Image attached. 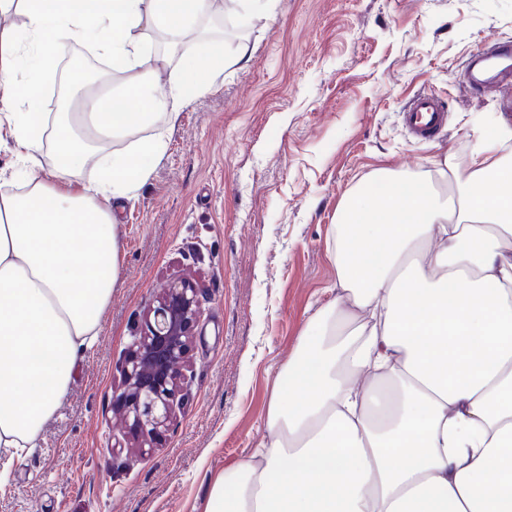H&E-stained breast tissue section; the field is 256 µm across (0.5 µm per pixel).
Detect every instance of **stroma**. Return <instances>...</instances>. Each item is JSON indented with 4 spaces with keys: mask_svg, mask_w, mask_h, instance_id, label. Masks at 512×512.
<instances>
[{
    "mask_svg": "<svg viewBox=\"0 0 512 512\" xmlns=\"http://www.w3.org/2000/svg\"><path fill=\"white\" fill-rule=\"evenodd\" d=\"M224 42L247 57L193 96L163 158L116 210L121 275L96 342L34 447L0 484V512H203L214 476L255 455L272 393L305 326L341 292L342 201L382 170L466 169L476 137L506 129L498 94L462 80L469 56L512 41V0H217ZM429 92L448 104L433 141L402 114ZM186 279L201 316L188 394L148 453L116 408L118 366L162 288Z\"/></svg>",
    "mask_w": 512,
    "mask_h": 512,
    "instance_id": "obj_1",
    "label": "stroma"
}]
</instances>
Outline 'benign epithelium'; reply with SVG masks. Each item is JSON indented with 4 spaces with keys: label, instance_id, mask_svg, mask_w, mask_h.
I'll list each match as a JSON object with an SVG mask.
<instances>
[{
    "label": "benign epithelium",
    "instance_id": "7a95c632",
    "mask_svg": "<svg viewBox=\"0 0 512 512\" xmlns=\"http://www.w3.org/2000/svg\"><path fill=\"white\" fill-rule=\"evenodd\" d=\"M200 314L197 289L182 282L170 285L146 310L144 328L119 367V407L129 428L141 437V451L182 402L183 368Z\"/></svg>",
    "mask_w": 512,
    "mask_h": 512
}]
</instances>
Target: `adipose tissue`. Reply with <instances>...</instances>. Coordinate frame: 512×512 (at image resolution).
<instances>
[{"label":"adipose tissue","mask_w":512,"mask_h":512,"mask_svg":"<svg viewBox=\"0 0 512 512\" xmlns=\"http://www.w3.org/2000/svg\"><path fill=\"white\" fill-rule=\"evenodd\" d=\"M213 0H0V455L33 444L99 335L119 276L116 203L133 198L164 134L235 57L201 20ZM201 46L160 85L142 34ZM84 43L124 73L119 89L43 112L64 49ZM94 162L93 181L78 172ZM382 197L348 196L336 272L348 309L306 326L274 393L256 460L231 462L204 512H512V161L480 134Z\"/></svg>","instance_id":"ef3b65f1"}]
</instances>
